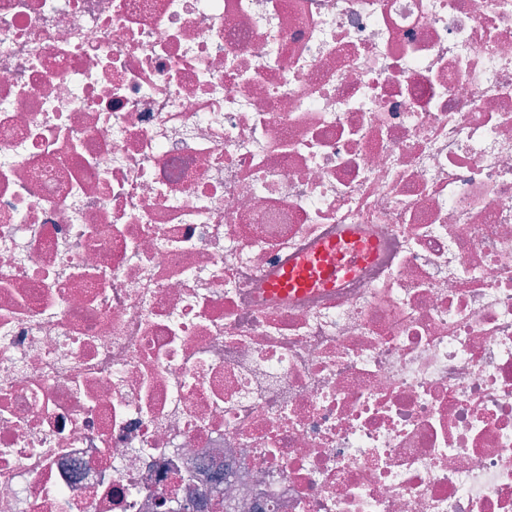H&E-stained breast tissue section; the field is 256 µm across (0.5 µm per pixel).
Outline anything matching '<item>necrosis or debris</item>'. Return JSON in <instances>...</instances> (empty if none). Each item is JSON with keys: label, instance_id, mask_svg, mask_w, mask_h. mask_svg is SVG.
<instances>
[{"label": "necrosis or debris", "instance_id": "necrosis-or-debris-1", "mask_svg": "<svg viewBox=\"0 0 512 512\" xmlns=\"http://www.w3.org/2000/svg\"><path fill=\"white\" fill-rule=\"evenodd\" d=\"M217 502L512 512V0H0V512ZM336 271V247L325 246L309 263L289 267L276 281L279 290L302 291Z\"/></svg>", "mask_w": 512, "mask_h": 512}]
</instances>
